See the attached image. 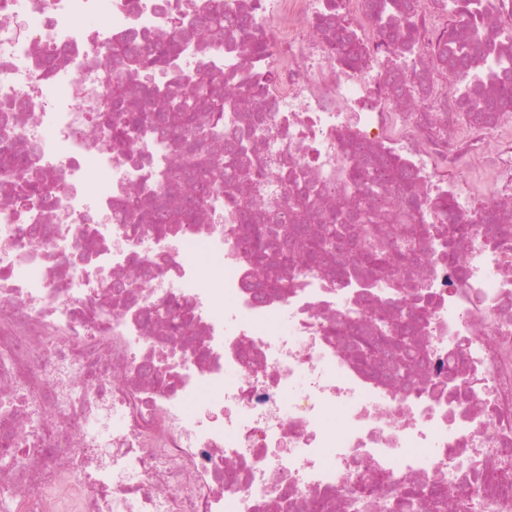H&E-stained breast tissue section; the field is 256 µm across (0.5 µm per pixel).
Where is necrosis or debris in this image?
<instances>
[{"label": "necrosis or debris", "instance_id": "4bbe7bcc", "mask_svg": "<svg viewBox=\"0 0 512 512\" xmlns=\"http://www.w3.org/2000/svg\"><path fill=\"white\" fill-rule=\"evenodd\" d=\"M205 0H0V138L52 194L11 203L0 181V512H388L405 481L459 512H512V109L464 115L436 57L448 38L494 100L512 74V0H416L408 51L376 0H336L330 28L362 47L334 60L315 20L326 0H225L224 44L193 33ZM183 26L151 80L203 68L264 78V128L224 115L234 162L268 167L239 195L275 223L287 190L309 223L368 157L399 159L424 202L417 259L384 281L336 255L274 267L261 292L245 227L222 192L200 224L136 234L118 201L168 187L178 161L145 129L114 154L95 132L112 42ZM267 52L251 56L253 42ZM452 204V219L435 209ZM140 260L139 276L129 263ZM176 308L180 335L158 312ZM412 323L425 370L399 389L371 378L329 331L369 309Z\"/></svg>", "mask_w": 512, "mask_h": 512}]
</instances>
